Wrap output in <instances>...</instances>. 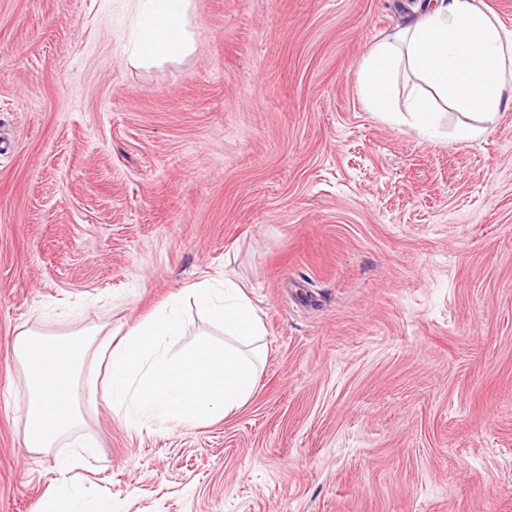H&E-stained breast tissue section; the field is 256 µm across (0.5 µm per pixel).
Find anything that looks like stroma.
<instances>
[{
    "mask_svg": "<svg viewBox=\"0 0 512 512\" xmlns=\"http://www.w3.org/2000/svg\"><path fill=\"white\" fill-rule=\"evenodd\" d=\"M419 0H190L191 54L127 52L125 0H0V512L65 480L115 512H512V103L478 141L367 108L362 59ZM267 331L227 418L135 429L105 401L24 439L18 331ZM94 456L60 474L77 442Z\"/></svg>",
    "mask_w": 512,
    "mask_h": 512,
    "instance_id": "obj_1",
    "label": "stroma"
}]
</instances>
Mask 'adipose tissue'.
<instances>
[{
  "label": "adipose tissue",
  "mask_w": 512,
  "mask_h": 512,
  "mask_svg": "<svg viewBox=\"0 0 512 512\" xmlns=\"http://www.w3.org/2000/svg\"><path fill=\"white\" fill-rule=\"evenodd\" d=\"M140 20L133 34V56L146 62L192 52L186 28L189 0H136ZM420 16L380 40L360 63L358 80L370 111L393 125H407L421 136L441 134V107L495 117L512 88V32L481 7L480 0H422ZM420 83L405 108L393 103L398 71ZM186 293L224 329L217 348L200 344L168 356L164 342L181 335L176 302L166 303L114 344L98 341L85 328L65 335L26 330L11 353L24 369L25 441L41 452L79 427L83 404L104 399L135 427L169 429L223 419L245 405L258 381L266 330L241 286L200 282ZM105 365L102 380H83L88 355ZM39 512H112L110 498L87 504L65 486L45 497Z\"/></svg>",
  "instance_id": "obj_1"
}]
</instances>
